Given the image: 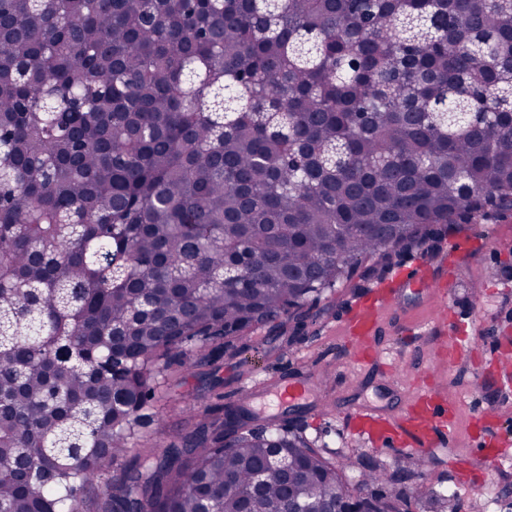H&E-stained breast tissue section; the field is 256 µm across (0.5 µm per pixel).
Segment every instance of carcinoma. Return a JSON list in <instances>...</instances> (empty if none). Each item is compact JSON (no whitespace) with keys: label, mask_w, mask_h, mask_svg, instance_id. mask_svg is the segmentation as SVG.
<instances>
[{"label":"carcinoma","mask_w":512,"mask_h":512,"mask_svg":"<svg viewBox=\"0 0 512 512\" xmlns=\"http://www.w3.org/2000/svg\"><path fill=\"white\" fill-rule=\"evenodd\" d=\"M512 0H0V505L410 512L401 471L156 379L303 324L429 224L512 210ZM208 368L198 370L194 376L183 378L179 371L171 369L168 372L167 382L163 387L165 398L159 403L163 411L165 427L157 425L156 422L145 429L147 438L154 449L161 451L168 443L169 425H176L184 419L183 410L199 405L200 403L215 402L208 391L209 381L203 374Z\"/></svg>","instance_id":"1"}]
</instances>
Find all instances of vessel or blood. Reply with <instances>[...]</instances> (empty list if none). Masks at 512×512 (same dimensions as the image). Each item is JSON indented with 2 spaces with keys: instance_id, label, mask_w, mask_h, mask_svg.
<instances>
[{
  "instance_id": "b4317fda",
  "label": "vessel or blood",
  "mask_w": 512,
  "mask_h": 512,
  "mask_svg": "<svg viewBox=\"0 0 512 512\" xmlns=\"http://www.w3.org/2000/svg\"><path fill=\"white\" fill-rule=\"evenodd\" d=\"M411 282L420 286L424 279L420 276L412 280L402 275L397 276L394 288L374 289L340 319L343 335L356 343L359 362L375 360V336L379 319L385 311L394 307L400 287ZM318 384L313 373L302 370L289 378L269 379L247 386L244 392L253 397L272 396L278 406L284 407L308 399ZM456 411L455 402L445 401L424 391L413 398L401 413L385 414L364 407L352 414L351 421L355 432L370 441L389 444L395 437L406 434L410 437L412 449L422 452L434 447L438 439L452 437Z\"/></svg>"
}]
</instances>
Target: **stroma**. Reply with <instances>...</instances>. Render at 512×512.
<instances>
[{"instance_id": "1", "label": "stroma", "mask_w": 512, "mask_h": 512, "mask_svg": "<svg viewBox=\"0 0 512 512\" xmlns=\"http://www.w3.org/2000/svg\"><path fill=\"white\" fill-rule=\"evenodd\" d=\"M460 240L470 241V249L447 259L449 246ZM419 258L428 262L424 278L444 286L445 296L421 287L406 289L397 309L384 317L377 359L360 368L338 328V314L372 289L391 287L394 274ZM442 305L449 320H460L468 345L467 352L452 360L438 354L449 340L435 320ZM500 336L512 337V211L489 222L435 225L425 244L401 249L392 265L376 264L371 273L358 269L322 298L293 342L280 338L272 323L250 331L247 348L222 361L219 391L224 405L233 407L251 379L274 378L302 365L315 371L328 362L338 364L337 380L318 386L289 414L290 430L333 460L357 456L393 472L406 458L417 457L419 467L407 487L422 482L433 491L456 493L460 512H482L489 501L495 504L493 512H506L512 494H504L503 488L505 480H512V453L490 458L482 452L486 444L512 432V399L500 385L496 363ZM416 383L457 401L454 442L414 455L399 444H372L344 417L348 408L362 405L386 412L403 408L410 385ZM208 386L203 373L185 378L169 371L160 403L165 423L146 430L154 449L168 444V428L183 420L186 408L208 401Z\"/></svg>"}]
</instances>
